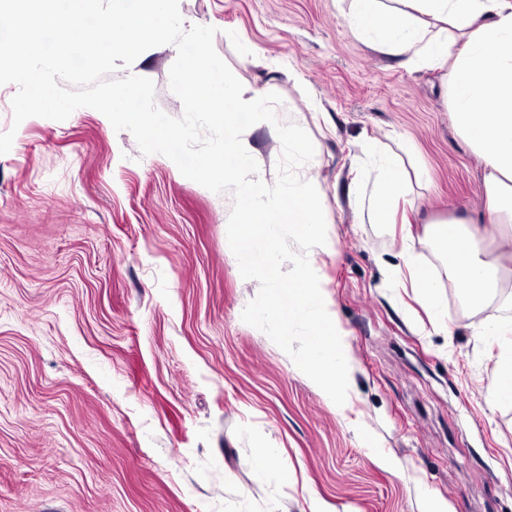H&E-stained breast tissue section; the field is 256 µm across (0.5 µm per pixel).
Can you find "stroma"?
<instances>
[{
	"mask_svg": "<svg viewBox=\"0 0 512 512\" xmlns=\"http://www.w3.org/2000/svg\"><path fill=\"white\" fill-rule=\"evenodd\" d=\"M350 0H180L246 96L315 153L326 245L308 259L348 351L344 405L241 314L260 289L227 238L232 192L81 107L13 126L0 85V512H512V402L494 404L512 280L483 303L453 286L430 222L480 219L484 161L457 129L447 68L355 34ZM174 46L128 71L169 87ZM259 178L281 142L244 133ZM401 157L398 222L372 223L361 183ZM431 268L427 300L412 268ZM269 453L277 479L258 470Z\"/></svg>",
	"mask_w": 512,
	"mask_h": 512,
	"instance_id": "obj_1",
	"label": "stroma"
}]
</instances>
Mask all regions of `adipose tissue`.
Returning <instances> with one entry per match:
<instances>
[{
    "instance_id": "1",
    "label": "adipose tissue",
    "mask_w": 512,
    "mask_h": 512,
    "mask_svg": "<svg viewBox=\"0 0 512 512\" xmlns=\"http://www.w3.org/2000/svg\"><path fill=\"white\" fill-rule=\"evenodd\" d=\"M416 14L383 0H352L350 28L372 39L377 50L410 63L448 67V105L456 124L486 164L484 227L460 219L434 227L453 278L479 303L498 288L504 260L512 259V236H502L499 254L480 255L476 242L487 228L512 223V0H417ZM452 24L455 40L435 23ZM380 182L369 194L374 223L394 221L402 190L401 167L390 154L378 160Z\"/></svg>"
}]
</instances>
